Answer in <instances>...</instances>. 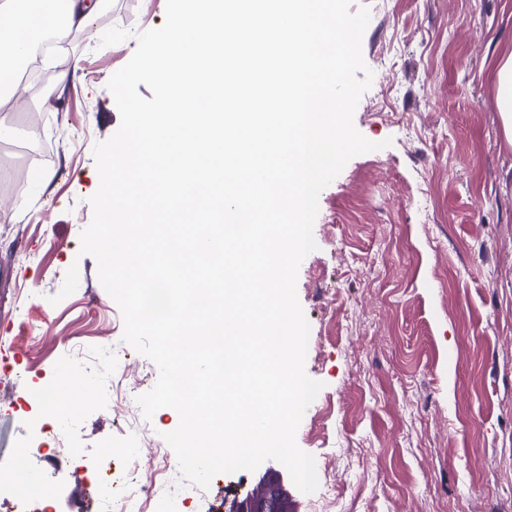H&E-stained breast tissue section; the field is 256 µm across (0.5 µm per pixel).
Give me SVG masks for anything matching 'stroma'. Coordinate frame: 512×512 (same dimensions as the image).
Returning a JSON list of instances; mask_svg holds the SVG:
<instances>
[{
  "label": "stroma",
  "mask_w": 512,
  "mask_h": 512,
  "mask_svg": "<svg viewBox=\"0 0 512 512\" xmlns=\"http://www.w3.org/2000/svg\"><path fill=\"white\" fill-rule=\"evenodd\" d=\"M355 3L370 11L373 79L353 123L382 148L321 191L317 248L299 266L305 372L323 387L296 433L318 488L289 493L296 512H512V146L492 86L512 0ZM164 21L165 0H111L64 33L56 68L82 60L64 100L23 84L0 139V468L30 451L46 512H106L87 470L120 472L130 449L169 467L149 512H225L239 488L285 471L268 460L205 491L182 480L163 438L178 413L148 418L135 401L159 370L123 343L121 311L80 252L93 150L120 125L107 82ZM114 361L132 398L121 411L100 388ZM67 374L86 393L44 415L32 394Z\"/></svg>",
  "instance_id": "1"
}]
</instances>
